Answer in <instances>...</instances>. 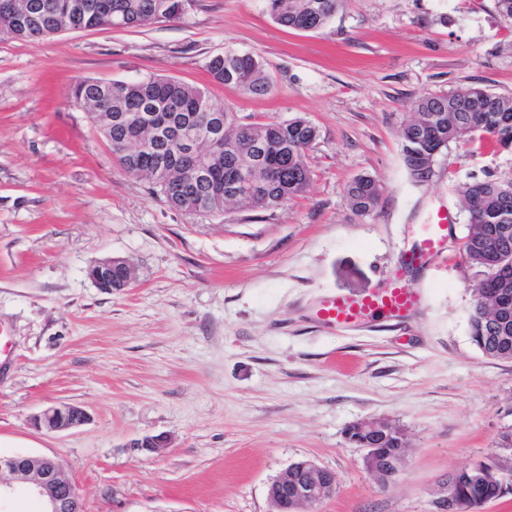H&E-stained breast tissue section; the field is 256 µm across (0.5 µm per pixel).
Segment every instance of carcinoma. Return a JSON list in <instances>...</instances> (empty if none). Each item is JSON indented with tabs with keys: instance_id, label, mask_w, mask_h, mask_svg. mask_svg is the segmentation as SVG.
Masks as SVG:
<instances>
[{
	"instance_id": "cac0c4a2",
	"label": "carcinoma",
	"mask_w": 512,
	"mask_h": 512,
	"mask_svg": "<svg viewBox=\"0 0 512 512\" xmlns=\"http://www.w3.org/2000/svg\"><path fill=\"white\" fill-rule=\"evenodd\" d=\"M64 0H14L15 13L0 12V37L18 41H35L59 33L65 19L60 16ZM106 9L100 15L81 16V29H110L113 26L138 27L159 20H169L180 0H97ZM273 20L286 28L317 31L325 28L341 6L342 0H266ZM213 82L233 86L254 95H265L273 79L260 58L252 53L226 51L213 57L207 65ZM94 80L79 81L73 97L86 101L85 109L99 128L128 175L144 177L158 187V192L173 208L188 214L222 213L229 205L254 208H277L303 194L311 181L305 152L317 138V128L308 120L271 119L262 123L242 124L233 110L215 107L206 89L171 77H149L133 82H112V102L95 101ZM126 112L129 121L108 128L107 110ZM224 112V138L215 147L206 144L210 154V178L194 177L192 163L178 152L177 142L160 143L169 158L168 172L160 177L153 170L152 148L131 166L122 155L141 137L137 119L155 114L161 125L172 123L173 135L184 139L202 136L208 113ZM490 138L499 148L512 150V95H502L477 87H466L441 94H429L413 107V118L402 133L405 168L416 184L427 182L442 151L451 144L465 145L475 136ZM264 146L262 158L250 159V147ZM279 175L278 182L267 184V171ZM469 223L463 244L478 281L474 285V302H487L503 308V322L491 332L478 317H469L470 338L481 352L492 357L512 359V176L485 174L457 186ZM351 210L361 216L378 207L381 189L377 182L361 176L346 188ZM359 441L374 442L378 457L394 456L403 443L402 434L389 428L379 437L353 433ZM486 475L492 480H473L470 466L451 473L457 492L493 500L500 497L496 475L500 464L496 456L485 461Z\"/></svg>"
}]
</instances>
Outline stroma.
<instances>
[{
    "label": "stroma",
    "mask_w": 512,
    "mask_h": 512,
    "mask_svg": "<svg viewBox=\"0 0 512 512\" xmlns=\"http://www.w3.org/2000/svg\"><path fill=\"white\" fill-rule=\"evenodd\" d=\"M229 50L260 56L268 94L210 83ZM149 76L206 87L245 123L308 119L306 192L275 209L171 208L71 95L81 78ZM466 86L512 95L495 0H344L318 31L281 27L264 0H192L173 21L0 39V452L57 461L84 512H269L270 482L303 458L336 474L319 512H435L448 472L512 427V360L469 336L477 277L456 192L511 175L512 153L449 145L417 186L401 152L413 104ZM360 176L381 188L367 216L346 196ZM441 205L447 256L406 276L418 313L349 329L318 318L326 298L382 287ZM108 258L135 266L129 287L88 278ZM61 402L88 421L32 425ZM378 417L408 442L386 485L346 438ZM153 435L168 448L139 449Z\"/></svg>",
    "instance_id": "1"
}]
</instances>
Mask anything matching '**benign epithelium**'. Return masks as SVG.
Segmentation results:
<instances>
[{
  "instance_id": "benign-epithelium-1",
  "label": "benign epithelium",
  "mask_w": 512,
  "mask_h": 512,
  "mask_svg": "<svg viewBox=\"0 0 512 512\" xmlns=\"http://www.w3.org/2000/svg\"><path fill=\"white\" fill-rule=\"evenodd\" d=\"M120 267L125 274V285L134 280L132 267L123 259L109 258L89 269L88 276L103 292L114 288L112 268ZM88 420L86 411L79 405L59 403L41 411L33 417V424L51 431L69 430L83 425ZM365 469L382 483L393 477L405 448L385 459L382 472L376 471L374 462L376 449L364 444ZM23 483L40 503L41 512H84L82 496L78 486L65 478L61 467L48 458L22 454H0V495ZM336 495V473L319 467L310 459L293 462L282 470L269 484L268 499L271 512H317L318 506ZM437 512H458L457 493L446 480L442 496L436 501Z\"/></svg>"
}]
</instances>
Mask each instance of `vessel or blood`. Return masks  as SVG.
<instances>
[{"mask_svg":"<svg viewBox=\"0 0 512 512\" xmlns=\"http://www.w3.org/2000/svg\"><path fill=\"white\" fill-rule=\"evenodd\" d=\"M452 217L447 209H438L430 235L420 245L405 252V271L423 270L430 258L437 254L448 236V226ZM421 305L416 289L405 287L402 282H394L390 287L380 289L371 296L362 298L331 297L324 300L319 308L323 321L335 326H349L373 316H386L396 320L406 318Z\"/></svg>","mask_w":512,"mask_h":512,"instance_id":"1","label":"vessel or blood"}]
</instances>
